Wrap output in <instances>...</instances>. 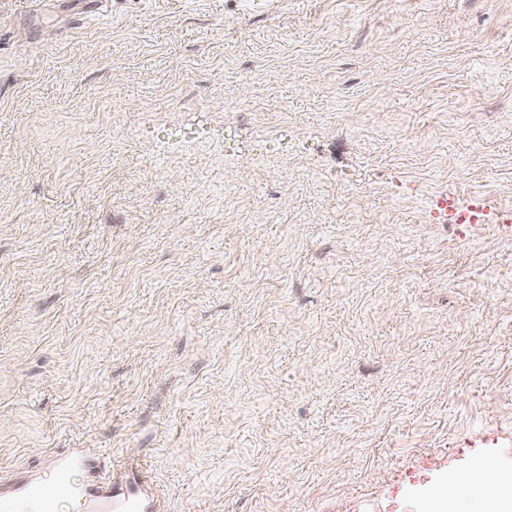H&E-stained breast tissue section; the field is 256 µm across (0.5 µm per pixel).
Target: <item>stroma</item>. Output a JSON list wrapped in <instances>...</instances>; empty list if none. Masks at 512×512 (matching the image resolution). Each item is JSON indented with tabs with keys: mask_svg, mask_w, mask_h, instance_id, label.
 <instances>
[{
	"mask_svg": "<svg viewBox=\"0 0 512 512\" xmlns=\"http://www.w3.org/2000/svg\"><path fill=\"white\" fill-rule=\"evenodd\" d=\"M420 512L512 472V0H0V485ZM44 468L63 479L73 470L88 473V481L74 491L83 512H162L163 505L156 494L148 490L143 471L129 463L117 477L100 475L97 457L82 448H67L52 452Z\"/></svg>",
	"mask_w": 512,
	"mask_h": 512,
	"instance_id": "stroma-1",
	"label": "stroma"
}]
</instances>
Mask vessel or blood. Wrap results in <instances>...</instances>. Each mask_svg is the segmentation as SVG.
Wrapping results in <instances>:
<instances>
[{
	"label": "vessel or blood",
	"instance_id": "b4317fda",
	"mask_svg": "<svg viewBox=\"0 0 512 512\" xmlns=\"http://www.w3.org/2000/svg\"><path fill=\"white\" fill-rule=\"evenodd\" d=\"M44 467L60 478L74 470L87 472V482L75 492L83 512H163L162 503L148 490L136 464H127L118 476L107 478L95 456L82 448H69L50 454ZM53 502L34 478L19 484L11 497L0 498V512H52Z\"/></svg>",
	"mask_w": 512,
	"mask_h": 512
}]
</instances>
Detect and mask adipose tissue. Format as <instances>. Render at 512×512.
I'll use <instances>...</instances> for the list:
<instances>
[{
	"label": "adipose tissue",
	"instance_id": "adipose-tissue-1",
	"mask_svg": "<svg viewBox=\"0 0 512 512\" xmlns=\"http://www.w3.org/2000/svg\"><path fill=\"white\" fill-rule=\"evenodd\" d=\"M448 512H512V477L484 467L449 480Z\"/></svg>",
	"mask_w": 512,
	"mask_h": 512
}]
</instances>
